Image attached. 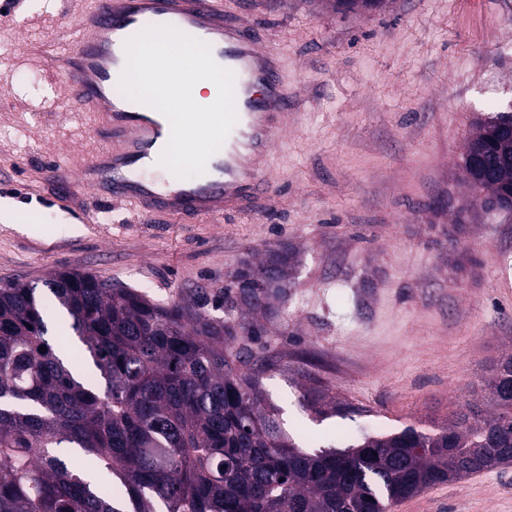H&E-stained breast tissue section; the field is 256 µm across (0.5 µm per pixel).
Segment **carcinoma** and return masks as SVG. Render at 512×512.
I'll list each match as a JSON object with an SVG mask.
<instances>
[{
  "instance_id": "cac0c4a2",
  "label": "carcinoma",
  "mask_w": 512,
  "mask_h": 512,
  "mask_svg": "<svg viewBox=\"0 0 512 512\" xmlns=\"http://www.w3.org/2000/svg\"><path fill=\"white\" fill-rule=\"evenodd\" d=\"M386 0H336L345 11ZM512 112L476 121L462 156L472 190L512 198ZM288 247L244 259L224 294L246 280L265 293L290 287ZM45 291L0 287V512H388L423 489L470 474L468 448L486 469L512 462V353L492 361L486 401H467L438 430L407 426L345 448L302 449L263 395L251 342L265 306L238 298L220 321L198 302L162 305L78 269L53 273ZM60 310L70 350L49 340ZM307 407L336 404L316 391ZM80 450L92 471L53 448Z\"/></svg>"
}]
</instances>
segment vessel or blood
<instances>
[{"instance_id": "vessel-or-blood-1", "label": "vessel or blood", "mask_w": 512, "mask_h": 512, "mask_svg": "<svg viewBox=\"0 0 512 512\" xmlns=\"http://www.w3.org/2000/svg\"><path fill=\"white\" fill-rule=\"evenodd\" d=\"M150 28H170L207 44L234 75L237 122L194 178L158 186L170 123L159 110L120 93L127 43ZM45 68L63 70L75 106L89 114L102 144L77 182L107 202L129 203L149 220L220 219L265 208L273 185L261 168L277 131L297 107L280 53L256 36L223 0H91L72 28L64 56L46 53Z\"/></svg>"}]
</instances>
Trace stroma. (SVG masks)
I'll use <instances>...</instances> for the list:
<instances>
[{
	"label": "stroma",
	"mask_w": 512,
	"mask_h": 512,
	"mask_svg": "<svg viewBox=\"0 0 512 512\" xmlns=\"http://www.w3.org/2000/svg\"><path fill=\"white\" fill-rule=\"evenodd\" d=\"M24 0L0 12V285L88 271L166 305L202 299L210 316L246 256L286 246L291 288L257 319L262 388L313 451L348 436L447 422L483 396L512 352V214L473 206L461 155L477 117L512 109V0H388L343 13L336 0H255L301 106L268 159L275 194L260 213L144 222L124 203L46 180V155L86 164L99 139L43 55L85 10ZM93 224H78V214ZM323 389L344 413L303 404ZM389 512H512V464L432 485Z\"/></svg>",
	"instance_id": "35a3bbf8"
}]
</instances>
